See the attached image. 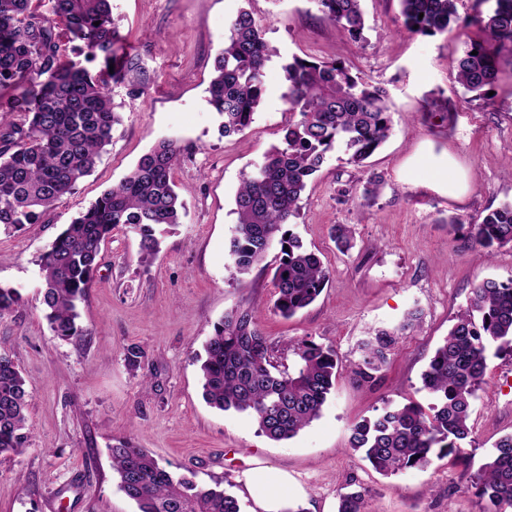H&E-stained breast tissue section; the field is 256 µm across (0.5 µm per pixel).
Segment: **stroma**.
<instances>
[{"mask_svg": "<svg viewBox=\"0 0 512 512\" xmlns=\"http://www.w3.org/2000/svg\"><path fill=\"white\" fill-rule=\"evenodd\" d=\"M249 7L277 54L265 69V93L251 126L230 137L209 106L214 60L227 19ZM366 28L355 42L341 35L316 0H112L123 37L119 53L138 66L111 96L121 122L91 175L41 223L0 232V284L19 289L22 306L0 317V354L26 382L30 445L0 453V512H137L118 487L109 450L124 440L148 449L169 470L202 485H222L251 512L241 476L253 461L281 468L302 492L305 512H336L338 494L355 480L365 512H487L473 476L494 443L512 434V355L490 358L473 404L467 464L432 459L391 476L376 473L349 446L354 423L384 403L430 406L421 375L472 289L512 279V246L493 255L473 248L465 222L512 201V77L490 100H473L455 80L474 26L424 36L402 26L398 0H362ZM345 63L388 93L391 134L364 164L344 145L327 153L310 180L289 230L319 252L329 280L294 317L273 310L279 246L240 280L225 246L237 222L234 198L244 173L278 145L291 115L283 66L292 56ZM143 85L138 98L128 91ZM164 139L182 151L172 172L186 205L181 224L146 257L138 236L117 229L93 284L79 303L84 335L54 336L41 306L39 258L65 225ZM455 170L463 192L449 196ZM384 186L364 201L367 180ZM336 224L350 225L356 246L337 251ZM253 306L279 362L294 361L288 342L332 346L342 371L321 415L295 437L274 441L245 413L222 412L202 398L195 355L225 313ZM423 319L401 336L376 385L350 373L359 344L397 327L413 308ZM140 347L139 367L126 361Z\"/></svg>", "mask_w": 512, "mask_h": 512, "instance_id": "35a3bbf8", "label": "stroma"}]
</instances>
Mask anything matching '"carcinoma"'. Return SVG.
Here are the masks:
<instances>
[{"label": "carcinoma", "mask_w": 512, "mask_h": 512, "mask_svg": "<svg viewBox=\"0 0 512 512\" xmlns=\"http://www.w3.org/2000/svg\"><path fill=\"white\" fill-rule=\"evenodd\" d=\"M32 0H0V89L13 98L0 112H20V121L0 123V229L10 232L36 224L41 216L89 176L112 141L120 118L109 84L125 82L136 63L117 59L118 28L110 0H52V12L65 22L71 41L87 57L102 59L96 78L63 62L53 20L31 8ZM459 0H399L403 26L434 36L452 31ZM338 32L364 39L362 0H318ZM99 25H94V22ZM479 35L458 60V83L473 99H486L505 73L512 74V0L471 19ZM477 54H472V51ZM275 54L252 12L241 9L224 34L215 61L208 103L223 117L224 136L244 132L264 94L263 75ZM288 111L297 116L283 128L280 144L263 163L243 175L235 195L237 223L226 243L228 265L245 275L269 251L283 245L273 280L274 309L284 318L308 307L323 291L329 272L321 258L302 248L284 230L297 215L302 193L326 153L340 142L348 161L359 165L387 140L391 118L385 91L336 62L293 57L284 66ZM180 147L163 140L142 155L131 172L104 192L48 245L40 257L41 303L54 335L81 336L76 303L90 288L103 246L121 226L140 237L144 255L155 253L159 237L181 223L185 205L171 180ZM338 250L354 247V231L335 224ZM470 243L488 252L512 244V203L506 202L468 224ZM19 289L0 285V316L19 307ZM411 311L393 331L381 330L361 342L353 373L375 380L388 363L396 337L413 327ZM512 353V279L485 280L471 292L448 336L422 374L433 403L386 404L377 415L351 428L350 448L382 475L423 467L431 459H460L471 438L472 405L487 369L490 348ZM292 366L272 361V343L257 311L240 305L224 315L204 345L200 371L204 400L221 411L249 414L273 440H287L316 420L341 366L335 350L312 340L288 344ZM28 394L17 363L0 354V452L20 455L29 445ZM119 488L138 512H241L238 499L219 487H205L176 476L148 450L128 442L110 448ZM478 496L492 512L512 508V434L500 438L476 475ZM359 490L339 496L337 512H363Z\"/></svg>", "instance_id": "1"}]
</instances>
